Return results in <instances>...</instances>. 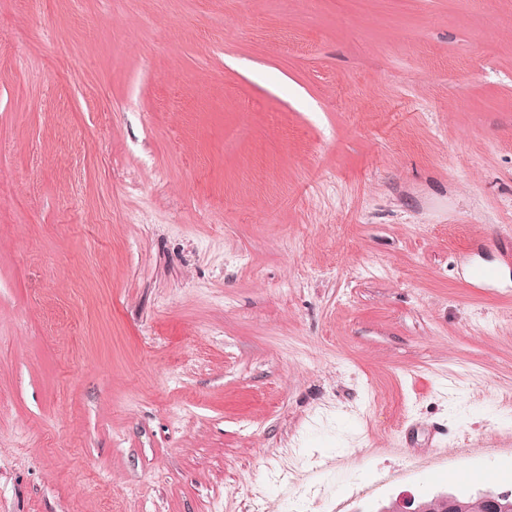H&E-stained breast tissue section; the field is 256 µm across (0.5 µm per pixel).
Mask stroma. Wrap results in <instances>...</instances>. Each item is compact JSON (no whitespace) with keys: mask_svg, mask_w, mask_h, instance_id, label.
Masks as SVG:
<instances>
[{"mask_svg":"<svg viewBox=\"0 0 512 512\" xmlns=\"http://www.w3.org/2000/svg\"><path fill=\"white\" fill-rule=\"evenodd\" d=\"M486 490L512 0H0V512Z\"/></svg>","mask_w":512,"mask_h":512,"instance_id":"35a3bbf8","label":"stroma"}]
</instances>
